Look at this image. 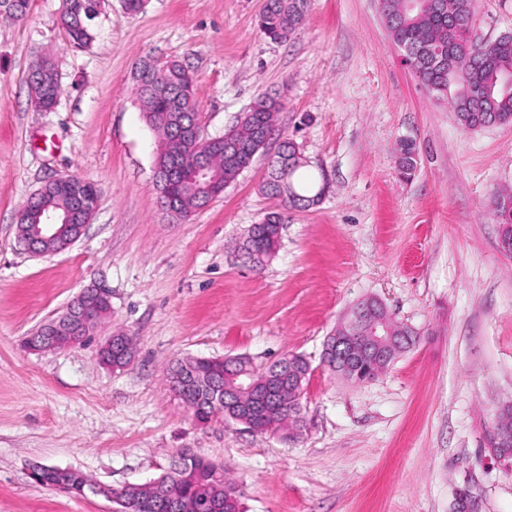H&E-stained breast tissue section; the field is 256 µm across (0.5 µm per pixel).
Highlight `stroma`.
Instances as JSON below:
<instances>
[{"instance_id":"1","label":"stroma","mask_w":512,"mask_h":512,"mask_svg":"<svg viewBox=\"0 0 512 512\" xmlns=\"http://www.w3.org/2000/svg\"><path fill=\"white\" fill-rule=\"evenodd\" d=\"M264 0H105L89 47L59 22L61 0L0 19V512H114L102 496L35 483V464L72 467L121 488L166 473L183 450L224 464L246 512H512V471L490 456L512 404V256L488 203L512 188V123L465 131L405 63L378 0H311L288 42L257 26ZM481 37L512 31V0H473ZM54 64V109L26 77ZM174 59L197 87L205 136L224 134L263 95L279 96L275 133L224 194L171 222L154 180L158 149L133 93L141 62ZM293 139L299 176L321 201L289 210L275 255L247 262V229L280 199L261 190L268 157ZM416 147L403 179L400 142ZM96 183L98 207L65 251L19 247L15 216L53 177ZM112 313L84 343L31 352L26 336L84 289ZM383 301L419 343L375 380L324 366L326 337L360 300ZM134 362L103 364L113 330ZM286 354L310 364L296 440L213 418L169 392L172 362Z\"/></svg>"}]
</instances>
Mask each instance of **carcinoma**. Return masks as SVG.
Returning a JSON list of instances; mask_svg holds the SVG:
<instances>
[{"label": "carcinoma", "mask_w": 512, "mask_h": 512, "mask_svg": "<svg viewBox=\"0 0 512 512\" xmlns=\"http://www.w3.org/2000/svg\"><path fill=\"white\" fill-rule=\"evenodd\" d=\"M103 0H62L60 23L70 41L86 48L93 41L89 22L101 8ZM426 9L406 10L405 0H380V9L387 22L393 42L415 49L423 44L446 47L448 70L440 74L426 68L409 55L406 63L416 74L422 86L437 101H448L456 112L463 129L477 131L496 119L512 123V89L505 90L501 79L512 76V31L501 34L492 45L471 41L462 36L448 35V21L441 19L429 0ZM458 30L465 33L476 27L473 0H447ZM310 0H265L259 14L258 26L264 36L274 42H285L303 21ZM30 0H0V15L21 21L28 15ZM135 95L146 122L160 139L155 160V176H163L179 165L183 169L182 181L166 185L156 182L158 190H165L179 201V209L170 219L181 222L202 208V200L221 188L228 187L249 168L254 156L266 145L255 136L261 129L268 134L275 131V121L282 109L277 96L259 97L237 123L224 134L199 146L186 139L176 138L173 132L188 129L199 122L196 95L186 96L183 89L192 81L191 76L176 61L148 62L139 67L135 76ZM28 84L36 85L41 102L52 105L59 94L57 74L47 60L40 61L30 72ZM237 143V148L224 147V139ZM281 156L292 160L288 171L278 167L269 169L265 182L268 193L281 198L282 209L268 212L262 222L249 230L241 249L257 266L278 249L280 233L274 228L288 219V209L306 208L320 202L323 189L309 190V185L296 179L297 171L304 167L295 143L286 139L280 144ZM416 149L406 142L399 159L401 176L416 164ZM512 190L497 193L489 204L495 223L512 226ZM36 206L61 212L77 207V200L55 184H44ZM308 361L300 355H289L260 369L247 356L226 360L218 357H189L176 361L167 374V385L181 396L186 385L195 382L222 384L232 387L235 376L248 374L258 383L250 393L231 407L217 414L210 407L207 395L193 400L191 410L208 417L217 415L228 421L238 418L252 426L257 433L275 430L288 432V439L297 438L302 425V396L309 375ZM180 459L191 467L185 479L180 475L165 474L149 483L133 484L112 490L115 503L122 512H191L186 505L201 500L213 502L221 512H244L243 492L227 471L220 479L213 477L215 463L196 454L185 452ZM36 482L52 485L67 493L76 485L90 482L89 477L75 468H56L52 465L36 466Z\"/></svg>", "instance_id": "1"}]
</instances>
